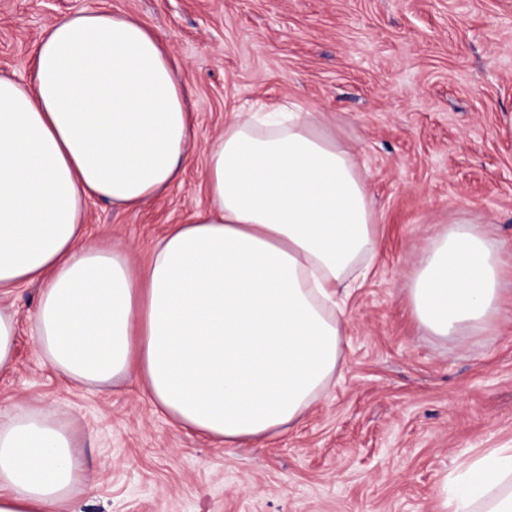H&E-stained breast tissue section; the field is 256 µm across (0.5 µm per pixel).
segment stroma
Segmentation results:
<instances>
[{"instance_id": "35a3bbf8", "label": "stroma", "mask_w": 512, "mask_h": 512, "mask_svg": "<svg viewBox=\"0 0 512 512\" xmlns=\"http://www.w3.org/2000/svg\"><path fill=\"white\" fill-rule=\"evenodd\" d=\"M106 2L155 28L192 87L197 138L170 192L137 210L88 202L85 242L143 267L168 225L203 210V144L258 102L314 106L367 168L382 235L347 302L329 397L265 445L187 435L132 380L81 387L32 336L38 289L0 297L19 325L0 407L70 422L87 481L63 512H448L449 483L512 445V283L488 329L419 328L407 288L449 224L481 216L512 262V0H0V75L27 82L43 32Z\"/></svg>"}]
</instances>
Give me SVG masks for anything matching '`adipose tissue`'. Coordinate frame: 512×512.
Wrapping results in <instances>:
<instances>
[{"label":"adipose tissue","mask_w":512,"mask_h":512,"mask_svg":"<svg viewBox=\"0 0 512 512\" xmlns=\"http://www.w3.org/2000/svg\"><path fill=\"white\" fill-rule=\"evenodd\" d=\"M321 111L266 105L206 142L209 203L150 262L84 244L86 202L135 209L184 173L190 87L141 21L106 8L55 21L34 75L0 76V292L35 284L34 340L71 382L135 378L181 429L231 448L296 425L341 376L346 289L381 248L354 156ZM481 218L422 250L408 301L445 338L501 314L508 270ZM85 479L69 422L0 411V512H56ZM448 512H512V448L473 459Z\"/></svg>","instance_id":"obj_1"}]
</instances>
